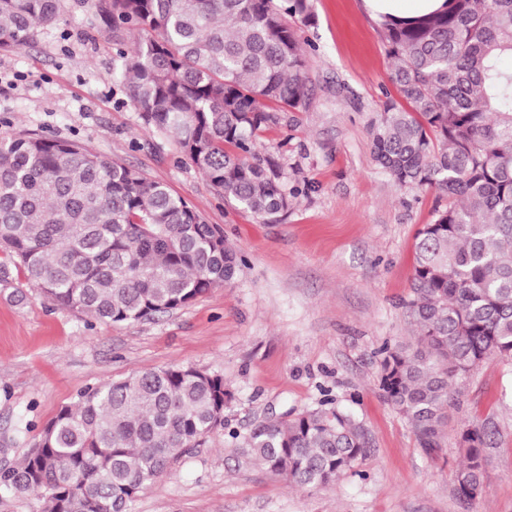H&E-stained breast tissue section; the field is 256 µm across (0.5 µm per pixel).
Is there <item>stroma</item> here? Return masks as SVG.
I'll return each mask as SVG.
<instances>
[{
  "label": "stroma",
  "mask_w": 512,
  "mask_h": 512,
  "mask_svg": "<svg viewBox=\"0 0 512 512\" xmlns=\"http://www.w3.org/2000/svg\"><path fill=\"white\" fill-rule=\"evenodd\" d=\"M299 25L310 104L258 135L291 205L266 222L214 195L196 168L145 128L113 81L112 38L92 0L26 47L0 51V137L76 138L167 184L224 232L242 257L233 281L152 320L106 324L27 285L0 287V463L21 460L42 428L87 388L169 366L223 375L230 427L316 407L328 394L363 421L371 447L357 475L289 486L244 464L223 432L147 483L128 512H512V363L491 358L459 382L435 455L381 397L378 349L416 332L403 306L416 234L451 198L400 188L376 165L369 125L392 63L363 0H311ZM493 422L483 492L456 493L458 434Z\"/></svg>",
  "instance_id": "stroma-1"
}]
</instances>
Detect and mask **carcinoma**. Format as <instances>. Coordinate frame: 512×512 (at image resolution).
I'll list each match as a JSON object with an SVG mask.
<instances>
[{
    "instance_id": "cac0c4a2",
    "label": "carcinoma",
    "mask_w": 512,
    "mask_h": 512,
    "mask_svg": "<svg viewBox=\"0 0 512 512\" xmlns=\"http://www.w3.org/2000/svg\"><path fill=\"white\" fill-rule=\"evenodd\" d=\"M413 23L380 21L391 81L371 121L374 158L395 185L459 199L418 232L407 314L418 332L378 351V389L428 454L441 448L450 388L491 357L512 361V0H448ZM115 74L147 128L214 192L275 220L288 191L257 150L278 113L307 108V60L288 18L311 0H96ZM62 0H0V51L59 23ZM242 258L163 183L78 139H0V285L18 278L107 323L149 320L230 281ZM224 376L171 366L92 387L62 408L0 490L39 512H127L143 486L225 428ZM239 455L297 487L355 471L370 447L326 397L292 419L229 432ZM457 494L485 485L490 423L463 429Z\"/></svg>"
}]
</instances>
